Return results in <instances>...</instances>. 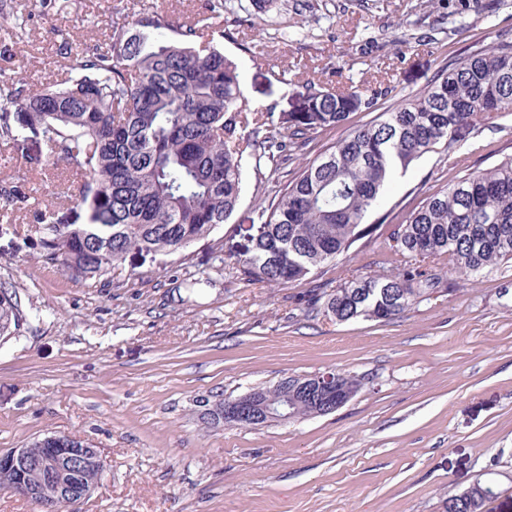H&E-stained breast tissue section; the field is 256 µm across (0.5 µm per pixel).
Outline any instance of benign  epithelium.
<instances>
[{
	"label": "benign epithelium",
	"instance_id": "7a95c632",
	"mask_svg": "<svg viewBox=\"0 0 512 512\" xmlns=\"http://www.w3.org/2000/svg\"><path fill=\"white\" fill-rule=\"evenodd\" d=\"M312 379L315 384L301 381L298 387L311 402L321 408L322 415L336 411L360 390L357 384L340 385L336 382V376L331 373L314 375ZM287 412L286 402L276 408H265L252 404L243 397L227 399L224 401V427L245 426L258 429L266 426L262 422V415L271 417L276 414L282 419L287 416ZM0 466L3 467L0 471V484L7 486L10 491H17L16 486L9 480L11 472L19 466L34 468L41 471L46 478V482L42 484V493L47 502L64 499L70 507L84 502L97 488L95 484L88 486L77 483L76 473L93 469L99 479L103 474L102 456L95 447L69 448L60 455L40 457L31 455L25 448H16L8 458L0 460Z\"/></svg>",
	"mask_w": 512,
	"mask_h": 512
}]
</instances>
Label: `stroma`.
<instances>
[{
	"instance_id": "35a3bbf8",
	"label": "stroma",
	"mask_w": 512,
	"mask_h": 512,
	"mask_svg": "<svg viewBox=\"0 0 512 512\" xmlns=\"http://www.w3.org/2000/svg\"><path fill=\"white\" fill-rule=\"evenodd\" d=\"M223 0L214 44L238 65L252 106L298 109V83L358 86L389 77L376 111L352 112L324 132L345 137L422 92L448 64L512 30V0ZM166 12L176 26L204 18L205 0H7L24 18L10 44L0 21V69L33 88L69 67V35L102 44L115 13ZM427 32L426 46H407ZM512 154V113L482 121L454 154L436 149L396 172L366 217L402 222L427 194L466 170ZM282 172L242 173V195L216 237L242 243ZM404 266L387 237L325 266L319 282L285 288L224 272L208 246L186 260L130 255L104 288L40 260L39 238L0 220V286L27 321L0 342V453L48 432L90 439L104 477L76 512H444L448 494L493 488L488 512H512V263L464 275L389 322H337L305 303L314 285ZM342 371L363 380L336 412L274 424L212 429L200 400Z\"/></svg>"
}]
</instances>
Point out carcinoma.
I'll list each match as a JSON object with an SVG mask.
<instances>
[{
    "instance_id": "carcinoma-1",
    "label": "carcinoma",
    "mask_w": 512,
    "mask_h": 512,
    "mask_svg": "<svg viewBox=\"0 0 512 512\" xmlns=\"http://www.w3.org/2000/svg\"><path fill=\"white\" fill-rule=\"evenodd\" d=\"M168 26L157 11L113 18L107 46L80 42L70 76L43 90L0 71V112L13 114L0 123V143L24 157L29 136L41 138L46 153L36 163H64L74 187L61 197L85 209L84 223H64L46 202L30 227L43 263L76 280L111 286L132 251L167 257L207 241L211 253L223 252L212 236L240 200L245 163L259 174L290 166L324 131L395 91L385 79L336 91L309 80L297 86L300 111L278 129L272 108H246L238 67L212 45V24L184 25L172 41L161 35ZM494 112H512V41L459 59L425 91L292 172L257 208L247 244L228 253L229 274L283 288L321 275L379 234L382 225L366 216L397 170L440 144L452 152L478 116ZM31 172L20 166L0 184L4 216L29 210ZM389 238L407 258L403 269L322 289L314 297L327 316L395 319L437 292L441 279L427 259L464 274L512 261V158L430 194ZM25 321L17 295L1 288L0 336ZM85 443L47 433L28 448L48 455ZM493 495L476 483L449 495L445 512H487Z\"/></svg>"
}]
</instances>
